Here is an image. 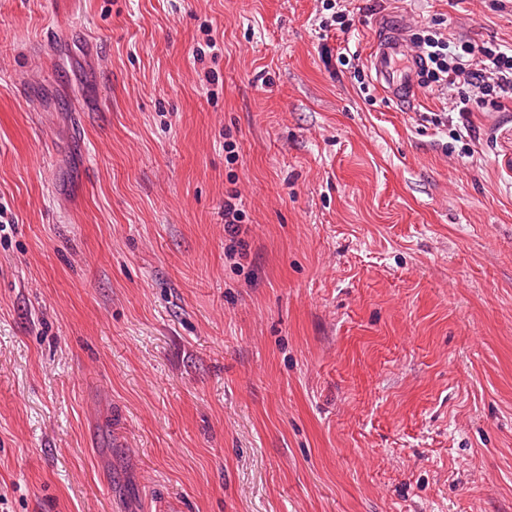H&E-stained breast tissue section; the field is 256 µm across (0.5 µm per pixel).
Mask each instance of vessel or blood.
Segmentation results:
<instances>
[{
	"mask_svg": "<svg viewBox=\"0 0 512 512\" xmlns=\"http://www.w3.org/2000/svg\"><path fill=\"white\" fill-rule=\"evenodd\" d=\"M368 65L376 86L397 105L414 102L423 62L410 46L403 29L385 27L374 41Z\"/></svg>",
	"mask_w": 512,
	"mask_h": 512,
	"instance_id": "obj_1",
	"label": "vessel or blood"
}]
</instances>
